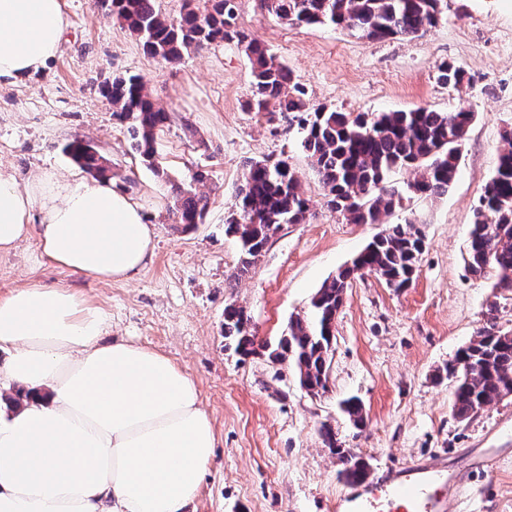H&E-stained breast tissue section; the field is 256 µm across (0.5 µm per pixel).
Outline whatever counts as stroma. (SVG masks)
<instances>
[{
	"mask_svg": "<svg viewBox=\"0 0 512 512\" xmlns=\"http://www.w3.org/2000/svg\"><path fill=\"white\" fill-rule=\"evenodd\" d=\"M62 2L70 25L56 58L41 74L0 85V163L24 187L47 169L76 171L64 147L90 142L113 183L142 205L154 250L134 278L104 284L52 266L33 234L0 254V296L33 281L81 292L111 315L103 343L157 351L193 379L216 445L187 512H336L350 487L322 441L325 425L368 459L374 478L394 463L439 457L469 470L472 449H500L493 470L469 471L471 491L450 512H512V396L462 421L452 412L446 374L487 322L512 332V295L495 289L494 273L473 275L464 261L473 211L512 132V0H445L438 24L424 34L375 41L326 25L286 24L256 0H241L239 24L288 67L310 107L473 112L448 194L406 200L379 224H351L327 207L293 115L247 111L249 63L236 45L193 48L166 63L144 54L95 0ZM444 62L465 71L463 85L439 81ZM130 74L142 76L171 114L156 140L163 179L132 150L126 124L103 94ZM267 157L293 165L312 215L284 225L242 274L224 222L245 161ZM199 170L208 174V204L202 222L187 230L175 222L174 200ZM407 218L425 240L417 273L401 291L370 273L352 279L336 315L327 392L306 393L287 365L234 353L224 338L226 305L243 307L256 336L277 342L324 282L386 225ZM350 396L363 406V428L339 409Z\"/></svg>",
	"mask_w": 512,
	"mask_h": 512,
	"instance_id": "1",
	"label": "stroma"
}]
</instances>
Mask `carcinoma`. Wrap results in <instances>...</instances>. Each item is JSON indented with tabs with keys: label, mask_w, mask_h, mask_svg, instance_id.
<instances>
[{
	"label": "carcinoma",
	"mask_w": 512,
	"mask_h": 512,
	"mask_svg": "<svg viewBox=\"0 0 512 512\" xmlns=\"http://www.w3.org/2000/svg\"><path fill=\"white\" fill-rule=\"evenodd\" d=\"M260 7L292 25H332L362 40L416 37L434 27L443 0H259ZM112 14L136 36L148 56L167 63L181 60L190 47L234 43L242 48L251 71V112L273 115L296 113L302 130L301 147L316 170L326 204L350 224H380L382 217L403 207L411 197L438 198L448 193L458 172L459 147L473 113L466 109L436 112L420 107L410 112H337L325 106L310 108L288 68L269 48L238 24L239 0H204L203 8L185 6L176 19L164 16L157 0H112ZM439 80L458 87L465 72L449 63L439 66ZM115 116L127 123L132 148L143 162L162 174L156 136L170 114L151 98L137 75L118 77L105 91ZM82 168L99 167L88 144L67 146ZM411 169L415 176L399 189L390 176ZM206 196L190 188L174 206L176 223L193 227L202 218ZM310 212L296 172L285 159L250 160L237 190L235 209L224 232L240 245L239 272L245 273L263 255L271 238L285 224H301ZM424 239L411 220L391 224L374 237L336 276L324 284L310 303V312L289 321L288 335L273 345L258 339L244 308H224V339L242 358L274 357L294 367L299 383L327 390L334 340L327 335L343 303L351 276L369 272L387 287L410 285ZM466 263L474 274L496 273L494 288L512 292V142L498 158L495 174L486 183L474 209L468 233ZM455 378L452 411L460 420L476 416L481 407L512 393V332L490 324L458 351L448 367ZM324 444L342 465L348 483L368 476L358 466L359 455L338 444L332 429H321Z\"/></svg>",
	"instance_id": "obj_1"
}]
</instances>
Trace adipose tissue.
<instances>
[{
  "mask_svg": "<svg viewBox=\"0 0 512 512\" xmlns=\"http://www.w3.org/2000/svg\"><path fill=\"white\" fill-rule=\"evenodd\" d=\"M68 20L62 0H0V83L44 72ZM38 232L56 267L109 283L152 252L143 207L103 180L44 172L20 190L0 165V253ZM109 316L34 283L0 297V512H185L215 448L194 381L165 355L106 344Z\"/></svg>",
  "mask_w": 512,
  "mask_h": 512,
  "instance_id": "obj_1",
  "label": "adipose tissue"
}]
</instances>
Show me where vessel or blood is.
<instances>
[{
	"mask_svg": "<svg viewBox=\"0 0 512 512\" xmlns=\"http://www.w3.org/2000/svg\"><path fill=\"white\" fill-rule=\"evenodd\" d=\"M466 480L445 465L391 466L379 481L352 484L345 506L348 512H448Z\"/></svg>",
	"mask_w": 512,
	"mask_h": 512,
	"instance_id": "b4317fda",
	"label": "vessel or blood"
}]
</instances>
